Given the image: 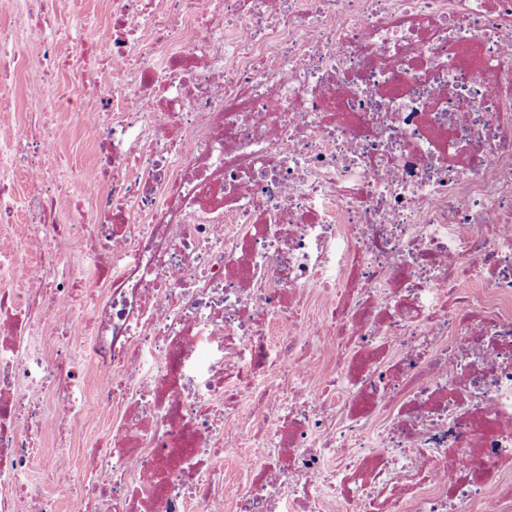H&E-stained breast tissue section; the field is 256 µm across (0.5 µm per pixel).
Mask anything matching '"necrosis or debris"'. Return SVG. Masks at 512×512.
<instances>
[{
	"label": "necrosis or debris",
	"mask_w": 512,
	"mask_h": 512,
	"mask_svg": "<svg viewBox=\"0 0 512 512\" xmlns=\"http://www.w3.org/2000/svg\"><path fill=\"white\" fill-rule=\"evenodd\" d=\"M52 3L35 111L65 68L112 122L64 225L53 135L14 130L49 289L4 288L0 255V512H53L33 397L89 418L91 372L119 411L96 472L46 475L75 512H512V0H112L64 61ZM85 229L101 294L57 275ZM35 307L86 342L39 354Z\"/></svg>",
	"instance_id": "4bbe7bcc"
}]
</instances>
